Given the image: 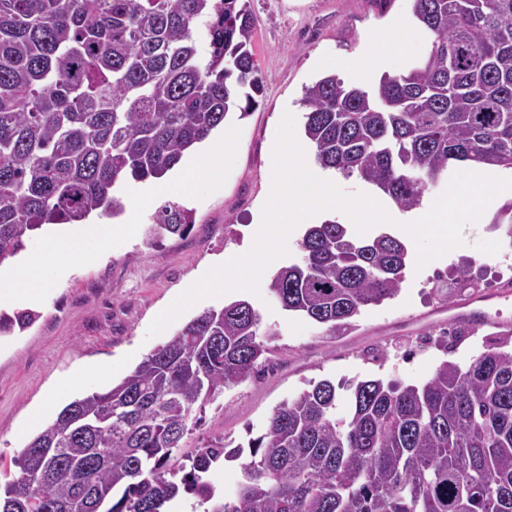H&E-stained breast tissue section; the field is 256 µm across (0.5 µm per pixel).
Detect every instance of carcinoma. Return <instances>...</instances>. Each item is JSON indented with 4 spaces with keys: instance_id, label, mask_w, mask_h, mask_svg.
Returning <instances> with one entry per match:
<instances>
[{
    "instance_id": "1",
    "label": "carcinoma",
    "mask_w": 512,
    "mask_h": 512,
    "mask_svg": "<svg viewBox=\"0 0 512 512\" xmlns=\"http://www.w3.org/2000/svg\"><path fill=\"white\" fill-rule=\"evenodd\" d=\"M412 13L431 35L423 60L373 90L328 74L302 98L315 162L403 211L452 161L512 169V0H413ZM253 33L246 0H0V264L46 225L121 214L114 188L163 177L248 115L261 87ZM192 224L164 203L149 235ZM300 247L270 290L338 336L400 290L408 250L395 236L359 240L327 219ZM37 318L0 313V336ZM259 323L243 299L205 310L120 382L64 406L17 460L0 512H168L187 497L203 512H512L506 339L421 386L311 381L247 444L209 437L177 455L193 414L270 360ZM239 459L227 498L210 474Z\"/></svg>"
}]
</instances>
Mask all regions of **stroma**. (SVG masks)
<instances>
[{"mask_svg": "<svg viewBox=\"0 0 512 512\" xmlns=\"http://www.w3.org/2000/svg\"><path fill=\"white\" fill-rule=\"evenodd\" d=\"M412 0H247L255 20L252 51L262 90L244 119L225 128L236 150L224 160V183L198 180L192 196L166 192L144 198V216L129 233L82 259L65 278H50L39 319L24 332L0 336V479L17 476L16 458L38 434L32 409L65 379L76 378L69 399L108 389L181 328L148 336L157 310L191 279L245 252L255 213L267 196L270 147L280 113L303 117L305 86L323 74L325 57L348 59L385 25L411 16ZM166 202L195 214L184 236L149 240L146 228ZM489 212L464 229V245L442 267L407 265L399 294L364 309L347 336L281 308L269 287L249 301L261 316V332L272 333L269 363L207 404L185 444L224 435L239 442L263 433L268 416L309 382L382 379L426 383L443 361L469 366L496 345L495 328L454 337L451 348L436 341L456 302L442 289L469 274L479 295L494 294L495 320L512 326V238ZM106 365L103 377L90 365Z\"/></svg>", "mask_w": 512, "mask_h": 512, "instance_id": "obj_1", "label": "stroma"}]
</instances>
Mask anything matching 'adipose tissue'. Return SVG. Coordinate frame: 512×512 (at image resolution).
Listing matches in <instances>:
<instances>
[{
    "mask_svg": "<svg viewBox=\"0 0 512 512\" xmlns=\"http://www.w3.org/2000/svg\"><path fill=\"white\" fill-rule=\"evenodd\" d=\"M421 33L405 22H396L387 30L378 33L369 46L352 62L358 76L367 83H378L382 72L403 66L409 47L419 41ZM234 140L231 133L209 137L203 144L198 158L191 168L180 169L170 180L156 183L155 188L164 191L169 186L179 188L182 195H190L197 180L206 179L221 183L223 170L219 164L222 156L231 154ZM126 222H115L104 218L86 223L79 236H55L47 238L41 245L42 251L56 262L52 265L37 266L25 261L18 274L0 271V308L17 304L34 305L44 295L45 282L50 275H62L69 271L78 256L87 254L89 246H99L123 234Z\"/></svg>",
    "mask_w": 512,
    "mask_h": 512,
    "instance_id": "1",
    "label": "adipose tissue"
}]
</instances>
